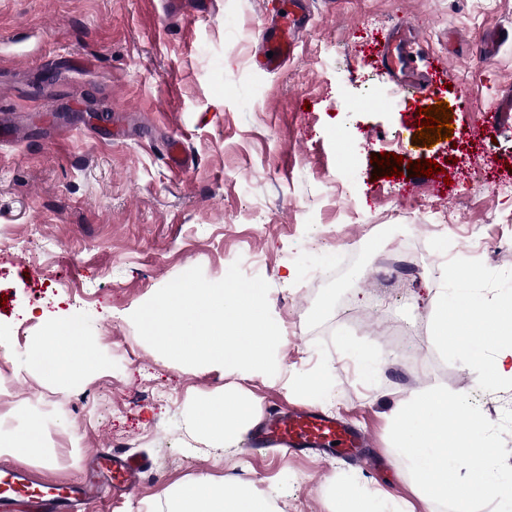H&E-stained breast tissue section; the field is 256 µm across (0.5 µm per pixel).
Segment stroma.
Wrapping results in <instances>:
<instances>
[{
	"label": "stroma",
	"mask_w": 512,
	"mask_h": 512,
	"mask_svg": "<svg viewBox=\"0 0 512 512\" xmlns=\"http://www.w3.org/2000/svg\"><path fill=\"white\" fill-rule=\"evenodd\" d=\"M0 0V441L31 422L45 445L24 461L39 480H79L88 455H141L150 470L127 498H93L83 512H165L184 483L245 479L281 512H337L338 493L383 490L420 501L396 463L392 411L442 385L469 395L491 421L512 387L490 389L465 353L431 343L443 290L471 288L488 305L512 295V126L477 124L464 100L512 90V0H308L312 23L281 70H255L262 0ZM412 28L418 71L435 58L447 82L425 102L450 107L451 139L415 142L414 96L372 51L376 29ZM506 31L493 59L484 39ZM389 104L366 107L379 89ZM192 158L169 168L166 141ZM432 159L452 179L374 173L381 153ZM455 211L458 221L445 223ZM454 236L476 281L447 275L458 258L432 242ZM255 261L271 314L287 336L279 370L255 377L188 367L140 340L131 313L198 266L221 280ZM73 318L96 367L48 381L31 354L45 326ZM408 331L392 341L390 327ZM377 359L357 377L351 349ZM327 375L326 394L289 379ZM251 392L261 413L310 407L371 438V464L281 451L215 448L194 433L197 406L227 389Z\"/></svg>",
	"instance_id": "obj_1"
}]
</instances>
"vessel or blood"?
<instances>
[{"instance_id": "1", "label": "vessel or blood", "mask_w": 512, "mask_h": 512, "mask_svg": "<svg viewBox=\"0 0 512 512\" xmlns=\"http://www.w3.org/2000/svg\"><path fill=\"white\" fill-rule=\"evenodd\" d=\"M269 23L261 34V46L255 55L257 66L264 71L281 69L298 46V35L310 18L305 0H267ZM378 53L394 68L404 69L406 56L414 42L406 33L378 31ZM445 75L443 68L429 64L424 82H417L406 72L403 84L418 95L426 94ZM369 438L341 420L306 408L275 412L256 428L248 439L252 453L270 454L280 448L298 452L310 449L332 450L364 464ZM148 469L145 458H134L120 452L96 453L86 463V473L64 487H50L35 480L26 470L0 468V512H79L81 504L108 491L119 499L135 487Z\"/></svg>"}]
</instances>
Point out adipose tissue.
Returning <instances> with one entry per match:
<instances>
[{
    "mask_svg": "<svg viewBox=\"0 0 512 512\" xmlns=\"http://www.w3.org/2000/svg\"><path fill=\"white\" fill-rule=\"evenodd\" d=\"M433 343L453 355L467 351L483 369L484 384L512 385V297L489 306L470 291L456 289L440 298L433 315ZM494 356H487V348ZM53 362L48 377L62 382L77 371L94 366L90 346L76 338L69 323L45 328L37 348ZM259 421L257 403L245 392H224L202 403L195 412V428L216 447L228 448ZM167 512H276L270 496L258 493L247 480L227 486L208 481L184 485L167 499Z\"/></svg>",
    "mask_w": 512,
    "mask_h": 512,
    "instance_id": "ef3b65f1",
    "label": "adipose tissue"
}]
</instances>
